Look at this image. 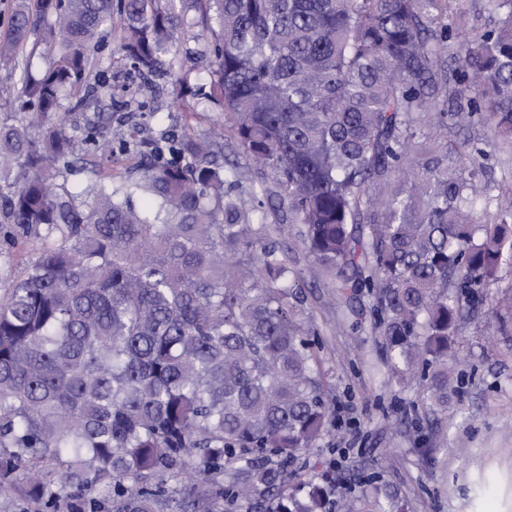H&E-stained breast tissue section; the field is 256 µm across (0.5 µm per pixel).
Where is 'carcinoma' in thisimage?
<instances>
[{"label": "carcinoma", "mask_w": 512, "mask_h": 512, "mask_svg": "<svg viewBox=\"0 0 512 512\" xmlns=\"http://www.w3.org/2000/svg\"><path fill=\"white\" fill-rule=\"evenodd\" d=\"M15 0L0 37V224L49 239L0 291V512H402L291 483L329 435L314 324L288 256L227 170L229 133L270 173L305 253L388 349L448 404L457 318L512 267V182L448 138L512 146V0ZM144 81L187 38L224 124L205 136L103 135L102 32ZM37 75L18 58L36 52ZM453 66H448V63ZM110 161L139 155L115 181ZM144 204L137 206L134 198Z\"/></svg>", "instance_id": "1"}]
</instances>
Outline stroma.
<instances>
[{"mask_svg":"<svg viewBox=\"0 0 512 512\" xmlns=\"http://www.w3.org/2000/svg\"><path fill=\"white\" fill-rule=\"evenodd\" d=\"M101 55L112 65L115 90L100 109L135 96L143 104L140 136L206 134L222 123V112L204 95L182 103L171 82L141 84L117 53L114 36L106 37ZM262 212L293 264L303 307L320 334L334 418L331 436L298 465V479L339 471L356 481L376 474L398 490L408 512H512V314L496 322L484 311L463 314L452 346L455 389L447 407L429 409L419 381L389 379L386 349L369 326L350 329L349 309L364 308L367 297L334 298L297 225L285 223L287 204L278 193L264 196Z\"/></svg>","mask_w":512,"mask_h":512,"instance_id":"35a3bbf8","label":"stroma"}]
</instances>
